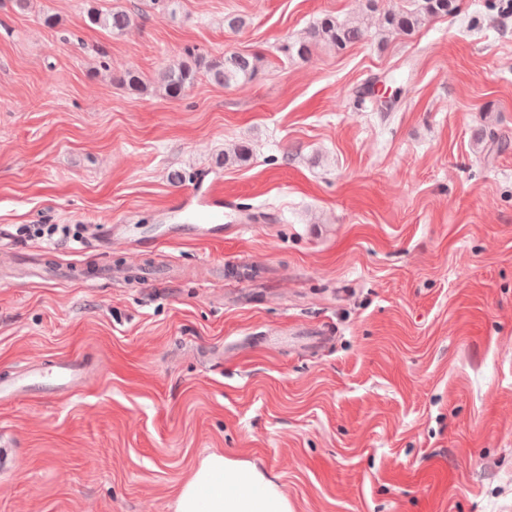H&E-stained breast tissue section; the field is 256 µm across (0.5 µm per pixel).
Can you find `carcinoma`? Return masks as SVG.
<instances>
[{"label":"carcinoma","mask_w":512,"mask_h":512,"mask_svg":"<svg viewBox=\"0 0 512 512\" xmlns=\"http://www.w3.org/2000/svg\"><path fill=\"white\" fill-rule=\"evenodd\" d=\"M459 8V0H418L417 7L405 13H387L385 26L398 33L411 35L426 21L444 17ZM90 24L104 27L119 34L132 22L131 14L122 11H101L94 6L86 9ZM365 30L359 21H338L332 15H326L305 30L300 36L285 40L279 52L287 58L308 60L314 49L324 43L343 50L363 39ZM262 68V58L256 55L230 52L222 56L211 57L194 52L186 53V58L174 66L159 73L154 90L160 94L177 98L193 86L202 73L219 85L231 86L241 81L255 79ZM122 86L144 93L148 86L139 75L128 71L117 78Z\"/></svg>","instance_id":"obj_1"}]
</instances>
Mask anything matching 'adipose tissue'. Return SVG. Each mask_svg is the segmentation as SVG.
I'll return each mask as SVG.
<instances>
[{
	"instance_id": "ef3b65f1",
	"label": "adipose tissue",
	"mask_w": 512,
	"mask_h": 512,
	"mask_svg": "<svg viewBox=\"0 0 512 512\" xmlns=\"http://www.w3.org/2000/svg\"><path fill=\"white\" fill-rule=\"evenodd\" d=\"M175 512H291L278 484L255 466L213 453L176 492Z\"/></svg>"
}]
</instances>
